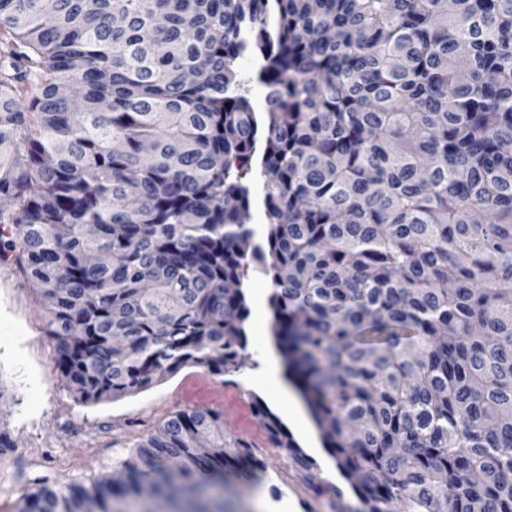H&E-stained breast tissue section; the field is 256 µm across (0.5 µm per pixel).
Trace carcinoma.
Here are the masks:
<instances>
[{
	"label": "carcinoma",
	"instance_id": "obj_1",
	"mask_svg": "<svg viewBox=\"0 0 512 512\" xmlns=\"http://www.w3.org/2000/svg\"><path fill=\"white\" fill-rule=\"evenodd\" d=\"M43 2L0 0V261L74 397L236 370L251 261L360 512H512V0ZM251 458L178 410L120 479L40 478L16 512H224ZM251 56H244L238 61L237 70L240 74L241 80L246 81L248 84V88H250V98L256 109H260L258 107L259 100L262 98V89L254 82L256 65L255 62L251 59Z\"/></svg>",
	"mask_w": 512,
	"mask_h": 512
}]
</instances>
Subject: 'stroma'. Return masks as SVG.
I'll return each mask as SVG.
<instances>
[{"label": "stroma", "instance_id": "35a3bbf8", "mask_svg": "<svg viewBox=\"0 0 512 512\" xmlns=\"http://www.w3.org/2000/svg\"><path fill=\"white\" fill-rule=\"evenodd\" d=\"M56 343L46 334L35 284L16 264H0V512H15L38 478L65 486L111 477L134 446L176 411L214 409L229 436L251 447L258 467L227 476L226 512H266L288 503L291 512H357L361 503L341 473H328L323 446H305L311 470L297 469L288 449L271 442L253 401L278 417L283 405L260 384L255 336H248L234 372L216 375L188 366L147 389L97 403L78 401L54 367Z\"/></svg>", "mask_w": 512, "mask_h": 512}]
</instances>
